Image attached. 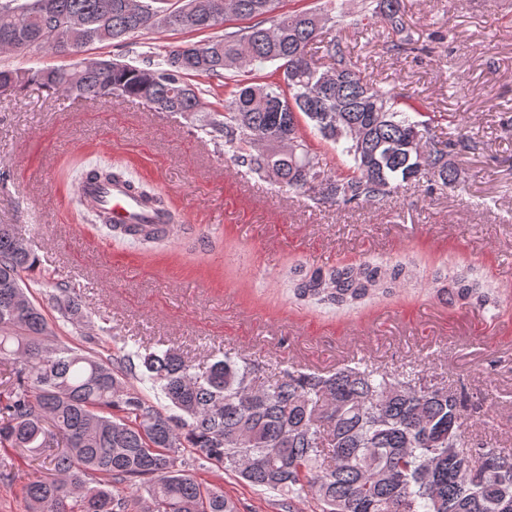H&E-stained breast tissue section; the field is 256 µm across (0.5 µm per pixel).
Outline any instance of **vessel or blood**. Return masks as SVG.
Instances as JSON below:
<instances>
[{"instance_id":"b4317fda","label":"vessel or blood","mask_w":512,"mask_h":512,"mask_svg":"<svg viewBox=\"0 0 512 512\" xmlns=\"http://www.w3.org/2000/svg\"><path fill=\"white\" fill-rule=\"evenodd\" d=\"M79 195L96 198L100 207L116 224H160L164 218L147 207L124 182L95 184L87 181L77 186Z\"/></svg>"}]
</instances>
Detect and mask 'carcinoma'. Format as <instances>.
<instances>
[{
	"instance_id": "1",
	"label": "carcinoma",
	"mask_w": 512,
	"mask_h": 512,
	"mask_svg": "<svg viewBox=\"0 0 512 512\" xmlns=\"http://www.w3.org/2000/svg\"><path fill=\"white\" fill-rule=\"evenodd\" d=\"M3 0L0 49L79 53L94 42L124 40L157 28L204 32L232 19L253 24L176 46L147 68L99 59L91 65L0 70V89L36 85L54 94L143 100L160 112L202 111L190 76L229 79L224 111L204 115L199 131L260 180L319 203L379 204L400 183L426 178L431 193L456 186L451 157L466 137L440 140L419 120L420 107L363 76L342 41L323 45L335 81L309 58L327 23L365 28L375 17L409 44L406 0L367 3L350 15L338 0L318 10L276 13L279 0ZM279 63L277 80L239 78L243 63ZM336 148L343 171L325 173L306 132ZM121 166L92 169L94 181H125L166 218L165 228L117 226L87 198L77 217L157 250L185 232L167 197L127 177ZM38 259L0 225V363L10 376L0 391V467L13 456L47 454L49 467L23 477L26 512H239L222 488L190 472L189 450L253 487L288 498L311 494L318 512H512V452L471 437L479 409L461 389L426 387L412 375L358 362L330 375L287 370L255 385L256 366L228 354L204 368L174 347L103 356L56 336L23 274ZM401 264L375 259L288 273L293 298L357 308L401 288ZM437 296L486 309L498 290L454 272L434 280ZM63 321L84 322L80 297L66 286L47 292ZM160 389L167 415L131 390L130 377Z\"/></svg>"
}]
</instances>
